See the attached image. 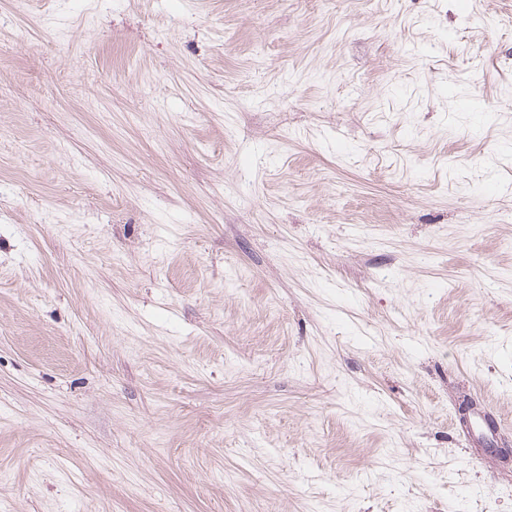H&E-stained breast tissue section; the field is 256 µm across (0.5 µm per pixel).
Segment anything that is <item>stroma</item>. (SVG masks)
Wrapping results in <instances>:
<instances>
[{"label":"stroma","mask_w":512,"mask_h":512,"mask_svg":"<svg viewBox=\"0 0 512 512\" xmlns=\"http://www.w3.org/2000/svg\"><path fill=\"white\" fill-rule=\"evenodd\" d=\"M0 512H512V0H0Z\"/></svg>","instance_id":"stroma-1"}]
</instances>
